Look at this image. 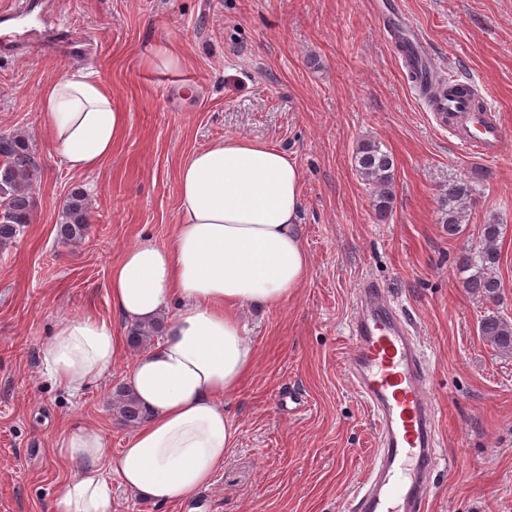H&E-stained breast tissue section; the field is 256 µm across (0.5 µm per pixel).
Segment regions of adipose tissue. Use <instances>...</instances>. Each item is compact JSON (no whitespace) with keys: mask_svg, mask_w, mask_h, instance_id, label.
Here are the masks:
<instances>
[{"mask_svg":"<svg viewBox=\"0 0 512 512\" xmlns=\"http://www.w3.org/2000/svg\"><path fill=\"white\" fill-rule=\"evenodd\" d=\"M40 105L73 172L97 169L125 128L105 85L78 67L49 84ZM178 185L170 244L140 240L113 262L109 280L112 304L128 323L167 319L126 375L148 416L114 463L127 489L158 504L194 497L223 469L238 433L224 397L257 359L242 311L287 301L309 269L297 231L301 171L282 150L245 137L215 141L181 163ZM122 346L110 322L87 313L60 318L40 356L55 383L76 395L107 380ZM56 448L78 472L53 512H112L100 431L75 425Z\"/></svg>","mask_w":512,"mask_h":512,"instance_id":"1","label":"adipose tissue"}]
</instances>
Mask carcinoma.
Masks as SVG:
<instances>
[{"mask_svg":"<svg viewBox=\"0 0 512 512\" xmlns=\"http://www.w3.org/2000/svg\"><path fill=\"white\" fill-rule=\"evenodd\" d=\"M387 27L397 50L405 61L408 76L420 87L422 96L431 101L439 88L447 85L449 89L469 93L474 101L478 95L467 85L460 82L447 83L436 73H428V64L416 51L415 42L405 33L403 27L388 21ZM357 171L374 189L373 207L381 216L392 212L394 201V160L391 154L383 151L374 141L362 142L355 153ZM36 165L29 152L28 144L20 135L0 136V242H8L22 232L31 221L35 201L30 194V185ZM470 201V190L464 183L448 186V192L441 199L444 210V223L448 225V234L458 232L461 214ZM89 211L85 193L74 190L70 193L62 209V222L58 225V237L65 243L82 241L88 229ZM500 225L490 222L483 225L482 246L476 252L468 251L462 258L461 266L472 271L463 281V287L484 300L495 303L500 297V283L493 275V269L499 261L498 239ZM163 323L157 321L151 325L136 324L129 328L128 339L135 348L152 343L163 332ZM480 333L498 350L512 354V324L497 314L487 315L481 320ZM112 405L119 420L133 426L145 418V412L139 401L128 387L119 386L112 392Z\"/></svg>","mask_w":512,"mask_h":512,"instance_id":"cac0c4a2","label":"carcinoma"}]
</instances>
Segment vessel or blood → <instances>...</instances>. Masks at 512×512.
<instances>
[{
    "mask_svg": "<svg viewBox=\"0 0 512 512\" xmlns=\"http://www.w3.org/2000/svg\"><path fill=\"white\" fill-rule=\"evenodd\" d=\"M461 154L492 159L511 131L490 102L465 94L441 98ZM347 371L376 417L380 446L370 462L357 512H420L438 465L435 406L412 334L382 289L357 290Z\"/></svg>",
    "mask_w": 512,
    "mask_h": 512,
    "instance_id": "obj_1",
    "label": "vessel or blood"
}]
</instances>
